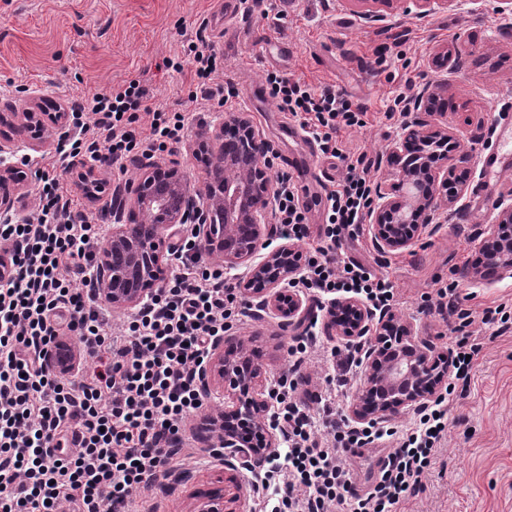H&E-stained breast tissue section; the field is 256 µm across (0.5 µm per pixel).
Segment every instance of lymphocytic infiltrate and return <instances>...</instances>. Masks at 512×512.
Returning a JSON list of instances; mask_svg holds the SVG:
<instances>
[{
    "label": "lymphocytic infiltrate",
    "instance_id": "f902f5d3",
    "mask_svg": "<svg viewBox=\"0 0 512 512\" xmlns=\"http://www.w3.org/2000/svg\"><path fill=\"white\" fill-rule=\"evenodd\" d=\"M187 52L202 99L223 106L237 97L233 83L213 84L221 57L206 25H199ZM266 83L278 109L297 118L319 154L343 169L340 180L324 187L327 222L315 239L292 176L277 175L281 234L308 246L299 287L323 297L354 293L375 307L392 308L396 293L387 276L361 260L336 259L337 249L362 236L372 201V160L339 141L342 130L367 125V108L329 86L317 90L276 73L268 74ZM155 97L152 84L133 79L111 94L76 100L75 112L92 121L85 135L59 140L53 168L68 172L76 160L105 159L123 173L180 142L184 116L156 106ZM41 182L36 216L0 224V246H12L16 266L14 281L0 285V512H124L138 490L171 469L184 421L203 407L195 370L211 341L230 330L244 310L223 268L202 260L189 241L178 271L152 304L111 334L107 310L77 285L91 270L98 228L72 221L75 199L67 185L47 175ZM424 301L457 318L453 372L440 398L420 411L416 426L378 461L376 480L365 493L355 491L337 451L385 440L391 429H356L332 418L328 406L322 429H315L298 397L296 374L281 377L277 420L287 436L286 463L266 469L258 482L262 493L275 499L274 512H398L422 489L448 411L468 391L483 349L474 322L508 320L501 305L478 312L463 308L453 282ZM60 336L75 337L85 353L77 379L42 364V351Z\"/></svg>",
    "mask_w": 512,
    "mask_h": 512
}]
</instances>
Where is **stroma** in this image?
Masks as SVG:
<instances>
[{"label":"stroma","mask_w":512,"mask_h":512,"mask_svg":"<svg viewBox=\"0 0 512 512\" xmlns=\"http://www.w3.org/2000/svg\"><path fill=\"white\" fill-rule=\"evenodd\" d=\"M236 5L237 0H0V110L12 111L32 98L65 110L71 99L147 78L157 104L184 113L189 129L197 130L219 108L190 99L193 74L183 46L207 23L224 53L216 81L239 89L232 111L251 113L276 154L275 168H283L287 156L301 160L294 179L315 196L308 213L315 235L325 215L316 198L335 171L264 91L266 72L277 70L316 88L332 86L364 104L368 124L342 131L341 139L377 162L402 128L384 118L398 93L412 96L427 84L447 85L448 124L478 154L497 114L512 111V29H502L497 0H450L427 18L404 12L395 0L386 20L374 26L356 21L344 0H262L247 17ZM454 42L471 48L459 70L442 60ZM505 161L508 173L483 192L480 168L469 170L466 209L408 250L379 254L366 235L345 249L390 278L396 315L435 337L440 350L450 346L453 320L422 302L423 294L435 293L437 281H458L475 303L512 309V279L476 284L464 275L479 254L478 229L494 223L500 199L512 196V154ZM474 329L483 349L469 391L451 407L446 439L425 486L402 512H512V328L499 336L479 323ZM231 333L252 341L271 376L287 373L293 330L272 317H246ZM184 468L192 475L188 483L169 478L148 491L153 512H193L197 495L216 488L222 475L221 465L192 459Z\"/></svg>","instance_id":"obj_1"}]
</instances>
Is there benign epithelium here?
<instances>
[{"label":"benign epithelium","mask_w":512,"mask_h":512,"mask_svg":"<svg viewBox=\"0 0 512 512\" xmlns=\"http://www.w3.org/2000/svg\"><path fill=\"white\" fill-rule=\"evenodd\" d=\"M366 24L384 19L381 9L392 0H348ZM425 18L448 7L450 0H402ZM444 96L441 85L424 86L411 101L412 118L388 149L383 162L387 177L372 198L366 231L381 254L410 247L432 224H444L461 211L463 184L456 171L467 169L476 154L441 121L437 111ZM69 112H0V220L18 217L25 192L23 176L9 162L25 147L36 151L39 135L51 128L67 130ZM186 151L204 169L201 186L185 181L181 162H143L137 181L110 195L103 206L107 233L98 248L91 293L112 310L131 313L154 295L176 257L182 225L188 224L196 244L230 272L241 267L246 275L238 288L252 315H271L282 327L296 328L309 311L310 301L292 285L301 271L299 249L285 243L258 257L263 239L273 235L270 224L274 186L270 181L271 147L256 131L247 112L220 114L212 125L198 129ZM89 197L97 202L101 184L96 164L84 161ZM512 206L503 208L489 227L479 262L465 275L476 281L490 276L512 278ZM14 276L12 250L0 247V284ZM324 334L362 347L360 383L346 407L355 424L381 422L436 401L448 384L449 354L438 350L429 336L411 321L393 313H378L357 298L338 299L326 308ZM231 336L215 339L196 379L200 396L224 402V410L201 423L204 448L223 449L227 484L201 498L196 512H247L252 476L269 460L284 438L268 420L274 388L269 373L254 361V351L240 340L229 348ZM46 369L73 374L81 350L62 337L41 353Z\"/></svg>","instance_id":"benign-epithelium-1"}]
</instances>
